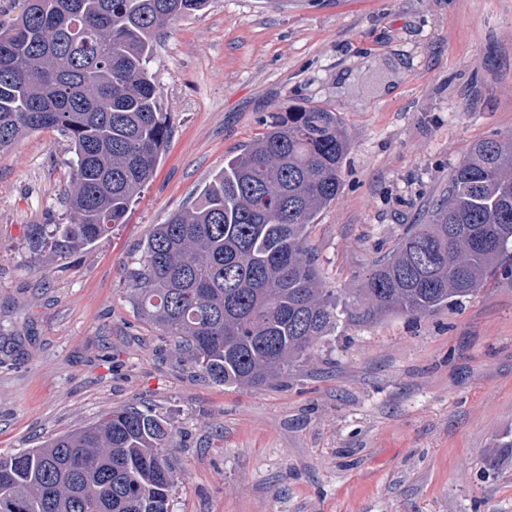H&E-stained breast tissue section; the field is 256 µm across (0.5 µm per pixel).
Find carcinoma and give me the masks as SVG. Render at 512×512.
<instances>
[{"instance_id":"cac0c4a2","label":"carcinoma","mask_w":512,"mask_h":512,"mask_svg":"<svg viewBox=\"0 0 512 512\" xmlns=\"http://www.w3.org/2000/svg\"><path fill=\"white\" fill-rule=\"evenodd\" d=\"M206 0H23L0 25V153L57 131L72 149L68 224L32 248L64 258L123 223L171 135L151 73L160 31ZM350 148L337 113L290 107L155 226L129 281L137 309L213 383L256 387L336 332L307 230L335 199ZM512 277V133L474 143L427 223L412 224L357 289L362 320L420 317ZM171 429L115 407L39 448L0 456V512H170Z\"/></svg>"}]
</instances>
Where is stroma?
Listing matches in <instances>:
<instances>
[{
	"label": "stroma",
	"mask_w": 512,
	"mask_h": 512,
	"mask_svg": "<svg viewBox=\"0 0 512 512\" xmlns=\"http://www.w3.org/2000/svg\"><path fill=\"white\" fill-rule=\"evenodd\" d=\"M153 69L172 135L95 245L31 249L33 225L67 220L66 138L0 154V455L134 406L173 430L170 512H512V277L417 318L342 317L255 388L193 373L127 277L266 120L317 106L350 149L308 245L357 304L469 146L512 132V0H208L168 26Z\"/></svg>",
	"instance_id": "35a3bbf8"
}]
</instances>
